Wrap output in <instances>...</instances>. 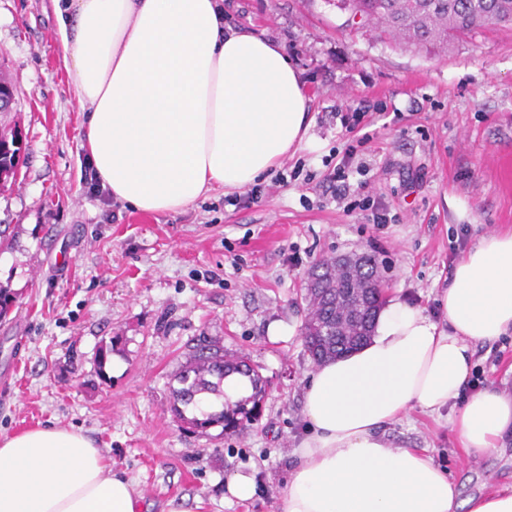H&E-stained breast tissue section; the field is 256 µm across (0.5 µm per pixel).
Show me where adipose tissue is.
<instances>
[{"label":"adipose tissue","instance_id":"obj_1","mask_svg":"<svg viewBox=\"0 0 512 512\" xmlns=\"http://www.w3.org/2000/svg\"><path fill=\"white\" fill-rule=\"evenodd\" d=\"M57 48L85 114L84 147L113 199L152 214L238 191L310 143V99L286 49L224 20V0H55ZM400 296L370 339L318 365L279 512H512V486L461 498L425 448L386 424L451 409L466 456L504 452L512 393L462 398L478 343L512 332V232H492L435 295ZM135 483L81 430L0 437V512H141Z\"/></svg>","mask_w":512,"mask_h":512}]
</instances>
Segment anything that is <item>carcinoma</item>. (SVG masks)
Returning a JSON list of instances; mask_svg holds the SVG:
<instances>
[{
    "label": "carcinoma",
    "instance_id": "obj_1",
    "mask_svg": "<svg viewBox=\"0 0 512 512\" xmlns=\"http://www.w3.org/2000/svg\"><path fill=\"white\" fill-rule=\"evenodd\" d=\"M338 8L360 17L351 21L355 29L371 27L397 47L426 53H446L466 36L495 24H512V0H340ZM24 151L18 132L0 135L3 181L16 176ZM333 266L328 260L314 266L303 287L305 350L317 364L365 344L383 302L385 285L374 256L363 255L346 271ZM235 373L249 378L251 395L223 402L219 410H203L200 395L224 397V379ZM174 380L169 411L194 433L204 434L215 426L243 433L258 421L266 381L243 356L230 358L222 346L199 344Z\"/></svg>",
    "mask_w": 512,
    "mask_h": 512
}]
</instances>
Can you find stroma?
Returning a JSON list of instances; mask_svg holds the SVG:
<instances>
[{
	"label": "stroma",
	"instance_id": "stroma-1",
	"mask_svg": "<svg viewBox=\"0 0 512 512\" xmlns=\"http://www.w3.org/2000/svg\"><path fill=\"white\" fill-rule=\"evenodd\" d=\"M224 19L284 46L311 99L312 146L240 192L216 189L177 214L139 212L90 191L84 115L54 34L53 0H0V68L16 103L0 132L26 143L0 190V286L17 305L0 320V435L58 424L82 430L131 477L142 512H278L304 434L301 289L321 260L376 257L388 294L434 310L458 238L512 230V25L448 53H414L359 34L330 0H224ZM365 113L363 185L393 223L346 213L328 176ZM280 323L292 335L271 338ZM248 356L267 382L245 434L201 436L168 412L169 387L193 346ZM112 353L106 367L96 354ZM485 384L512 391V335L478 346ZM395 444L430 448L462 496L512 485V455L465 459L445 421L412 412L390 424ZM257 495L225 500L230 474Z\"/></svg>",
	"mask_w": 512,
	"mask_h": 512
}]
</instances>
